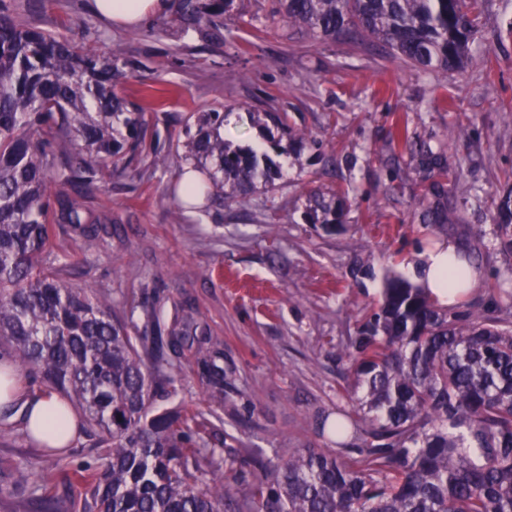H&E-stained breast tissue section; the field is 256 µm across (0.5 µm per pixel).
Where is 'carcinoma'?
Returning <instances> with one entry per match:
<instances>
[{
	"label": "carcinoma",
	"mask_w": 512,
	"mask_h": 512,
	"mask_svg": "<svg viewBox=\"0 0 512 512\" xmlns=\"http://www.w3.org/2000/svg\"><path fill=\"white\" fill-rule=\"evenodd\" d=\"M234 0H180L184 32L219 27ZM484 0H277L256 28L279 16L299 42L364 41L387 46L429 75L459 71L481 32ZM17 0H0V355L81 409L77 431L103 469L74 472L79 512H512V308L466 302L444 308L428 289L393 276L347 354L348 404L331 419L314 416L331 448H290L270 469L234 461L208 446L217 411L234 390L224 344L190 305L155 288L123 303L44 263L52 226L67 224L93 244L107 214L89 205L93 188L142 179L160 160L152 113L116 92L136 62L104 58L18 20ZM276 128L258 153L234 147L221 129L227 114L186 121V168L209 177L177 185L160 203L181 211L266 194L263 213L280 209L281 171L270 153L304 140L273 98L254 111ZM424 179L437 178L421 221L448 231L445 146L416 150ZM340 189L312 188L306 218L328 231L343 216ZM494 252L512 256V190L497 207ZM191 354L209 411L173 418L153 413L177 394L181 358ZM65 422L30 439L46 453ZM232 471L241 495L224 485ZM0 484L35 512H61L50 490L28 484L0 458Z\"/></svg>",
	"instance_id": "carcinoma-1"
}]
</instances>
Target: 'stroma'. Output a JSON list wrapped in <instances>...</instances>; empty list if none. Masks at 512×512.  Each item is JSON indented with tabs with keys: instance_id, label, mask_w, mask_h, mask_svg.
<instances>
[{
	"instance_id": "1",
	"label": "stroma",
	"mask_w": 512,
	"mask_h": 512,
	"mask_svg": "<svg viewBox=\"0 0 512 512\" xmlns=\"http://www.w3.org/2000/svg\"><path fill=\"white\" fill-rule=\"evenodd\" d=\"M148 24L118 29L91 0H20L23 22L61 33L97 53L140 60L126 72L124 96L155 113L166 159L141 181L113 178L93 206L112 218L109 234L86 245L67 225L54 227L59 263L75 266L77 282L115 301L140 298L146 287L189 297L196 314L224 342L235 371L236 416L217 423L212 446L240 460L276 464L285 448L327 443L311 419L345 405L342 354L382 299L390 275H405L420 253L439 242L467 247L483 306L494 288L512 289V258L492 254L497 204L512 187V0H487L485 22L465 69L426 78L379 43L367 47L285 40L282 27L246 33L230 25L183 33L174 23L178 0ZM317 81H309V73ZM275 97L294 128L311 139L289 156L282 208L264 217L260 199L213 205L182 219L159 203L178 176L171 139L187 117L210 108L229 116L224 136L258 139L248 108ZM416 144L448 148V207L457 227L443 233L421 223L419 202L429 183L394 143L396 125ZM342 188L343 223L333 233L306 223L308 180ZM172 413L208 406L183 360ZM90 441L78 436L63 460L46 455L23 431L0 442V457L28 480L46 485L63 512H75L80 487L73 470L94 465Z\"/></svg>"
}]
</instances>
